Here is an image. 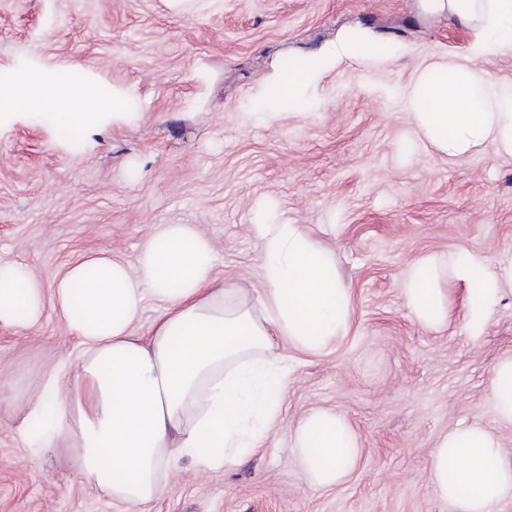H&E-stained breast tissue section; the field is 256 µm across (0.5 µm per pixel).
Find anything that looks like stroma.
I'll list each match as a JSON object with an SVG mask.
<instances>
[{
    "label": "stroma",
    "mask_w": 512,
    "mask_h": 512,
    "mask_svg": "<svg viewBox=\"0 0 512 512\" xmlns=\"http://www.w3.org/2000/svg\"><path fill=\"white\" fill-rule=\"evenodd\" d=\"M352 28L394 43L398 59L342 60L310 112L243 124L275 61ZM475 36L418 0H0V78L54 66L75 109L85 85L135 97L129 113L101 105L96 125L73 133L37 112L0 113V262L49 286L90 254L135 265L157 225L194 224L215 247V275L247 287L259 202L315 234L336 227L322 236L351 290L347 334L319 354L280 343L293 368L278 426L226 468L183 461L146 512H453L430 481L431 451L475 422L512 464V426L488 398L495 365L512 357V287L479 335L462 284H450L439 330L415 321L402 293L408 266L431 253L512 262V155L484 146L448 159L403 104L422 69L468 55ZM78 349L50 309L34 329L0 327V512H122L71 480L68 448L36 458L21 437L37 379ZM318 408L360 440L358 465L332 488L304 478L288 443Z\"/></svg>",
    "instance_id": "obj_1"
}]
</instances>
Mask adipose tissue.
<instances>
[{"label":"adipose tissue","instance_id":"ef3b65f1","mask_svg":"<svg viewBox=\"0 0 512 512\" xmlns=\"http://www.w3.org/2000/svg\"><path fill=\"white\" fill-rule=\"evenodd\" d=\"M424 13L479 22L482 35L470 56L419 72L404 95L417 134L451 158L490 145L512 154V84L476 65V58L512 56V0H420ZM397 53L363 31L348 32L318 52L274 66L249 121L271 122L309 105L321 76L338 60L360 57L384 64ZM70 88L34 74L0 82V110L41 112L61 127L90 125L101 97L84 87L85 111L67 109ZM261 261V292L225 287L213 273L214 247L193 224H161L143 243L135 267L107 256L73 264L45 289L21 264L0 263V325L37 327L54 308L80 345V372L63 383L60 367L42 376L29 404L33 417H50L44 448L65 436L71 477L112 501L143 507L164 497L182 460L218 470L257 448L277 424L288 381L285 360L267 356L274 337L320 353L346 335L350 289L336 272L334 250L278 219L270 204L249 226ZM466 288V323L481 332L512 263L494 266L469 251L436 253L414 261L402 292L413 317L436 328L448 319L443 270ZM162 306L139 332L147 299ZM489 400L498 422L512 425V357L495 368ZM302 473L312 485L341 483L357 466L359 440L329 410L308 414L290 435ZM499 443L473 423L439 439L430 481L455 512H492L512 497V466Z\"/></svg>","mask_w":512,"mask_h":512}]
</instances>
